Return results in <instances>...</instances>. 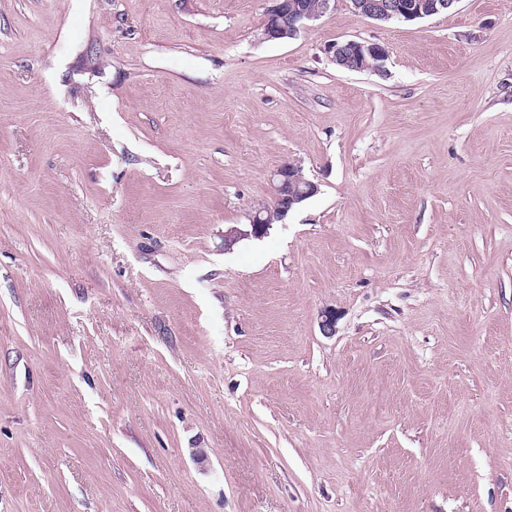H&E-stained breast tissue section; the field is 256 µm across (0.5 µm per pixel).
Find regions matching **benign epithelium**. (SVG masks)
Listing matches in <instances>:
<instances>
[{"label": "benign epithelium", "mask_w": 512, "mask_h": 512, "mask_svg": "<svg viewBox=\"0 0 512 512\" xmlns=\"http://www.w3.org/2000/svg\"><path fill=\"white\" fill-rule=\"evenodd\" d=\"M332 0H317L310 7H300L293 0H275L263 24V35L271 39L292 38L307 29L310 23L326 14ZM354 9L362 16L378 21H411L439 14L453 7L457 0H351ZM330 60L341 69L361 72H380L384 67L385 50L377 43L347 40L325 48ZM271 203L251 211V231L258 237L266 233L275 221H280L296 205L314 196L318 186L304 177L300 167L285 163L271 176ZM232 227L224 234V247L232 248L241 237L248 234Z\"/></svg>", "instance_id": "obj_1"}]
</instances>
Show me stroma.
Instances as JSON below:
<instances>
[{
	"label": "stroma",
	"instance_id": "1",
	"mask_svg": "<svg viewBox=\"0 0 512 512\" xmlns=\"http://www.w3.org/2000/svg\"><path fill=\"white\" fill-rule=\"evenodd\" d=\"M268 6L0 0V512H512V0ZM274 1L263 24V35L271 39H290L326 14L333 0H318L313 7H300L294 0ZM354 9L362 16L378 21H411L439 14L450 9L456 0H351ZM325 51L330 60L339 68L354 72L366 70L381 72L386 57L382 46L368 41L336 42L328 45ZM371 60L374 63H370ZM271 189V204L251 211L249 235H263L274 221H281L296 205L318 192L317 184L305 178L300 167L293 163H285L273 172Z\"/></svg>",
	"mask_w": 512,
	"mask_h": 512
}]
</instances>
